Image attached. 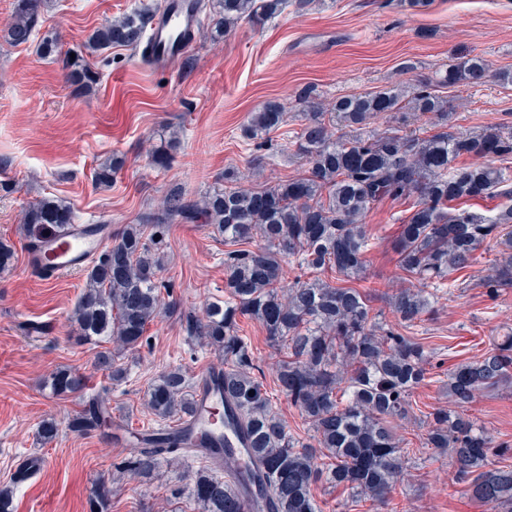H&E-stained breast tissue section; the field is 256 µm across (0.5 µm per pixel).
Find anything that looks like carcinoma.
<instances>
[{
	"label": "carcinoma",
	"mask_w": 512,
	"mask_h": 512,
	"mask_svg": "<svg viewBox=\"0 0 512 512\" xmlns=\"http://www.w3.org/2000/svg\"><path fill=\"white\" fill-rule=\"evenodd\" d=\"M303 10L311 0H222L227 29L246 20L263 25L289 5ZM40 0H19L8 26V40L18 46L31 39L38 23ZM151 19L135 10L94 30L85 48L94 53L112 46H137ZM492 78L512 85L511 71H492L484 57L473 54L446 69L445 85L478 84ZM295 152L306 158L307 174L254 190L235 186L224 170V188L200 204L172 195L163 209L141 224H128L86 269V284L71 322L86 340L113 341L117 350H133L149 323L163 309L157 282L160 258L144 240V225L160 227L203 217L224 235V300L204 313L184 315L188 336L224 353V408L227 418L249 440V457L257 471L247 479L272 507L271 512H319L314 490L323 483L348 489L372 501L387 498L404 469L402 444L391 422L409 418L412 397L428 379L430 354L422 343L399 328L423 321L432 309L433 289L477 262L486 244L498 250L493 274L482 283L487 294L512 288V166L493 168L476 162L494 156L512 160V128L490 126L476 133L446 131L450 102L425 83L415 88L408 106L430 117L442 130L428 137L392 125L378 133L367 126L384 112L402 109L397 92L386 89L344 96L331 106L338 124L334 133L325 113L311 100ZM284 108L273 102L251 114L244 135L255 139L285 123ZM468 156L470 162L459 158ZM484 198L504 200L486 216L463 208ZM410 202V215L397 243L400 268L411 282L388 297L396 324L382 321L372 307L373 293L345 282L363 273L370 234L362 223L371 205L383 200ZM30 239L50 227L67 234L73 228L72 208L44 198L24 214ZM252 249L244 245L253 241ZM298 271L283 286L285 267ZM330 272L333 284L322 278ZM264 328L272 345L287 351L274 382L310 425L314 443L294 437L256 375L260 367L239 319ZM114 381L124 369L112 354L98 356ZM512 384V334L479 359L448 369L450 406L429 413L423 447L448 450L453 459L451 481L464 483L473 501L512 512V446L494 438L465 413L464 405L481 390ZM56 394L84 389L76 374L60 370L51 379ZM148 407L161 418L183 419L192 410L186 377L179 368L151 385ZM104 402H96L72 421V427L100 428L107 423ZM134 447L129 471L151 479L163 457L180 459L181 434L162 429ZM191 496L201 512H244L236 488L206 471L196 473Z\"/></svg>",
	"instance_id": "obj_1"
}]
</instances>
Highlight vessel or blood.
I'll return each mask as SVG.
<instances>
[{
    "label": "vessel or blood",
    "instance_id": "vessel-or-blood-1",
    "mask_svg": "<svg viewBox=\"0 0 512 512\" xmlns=\"http://www.w3.org/2000/svg\"><path fill=\"white\" fill-rule=\"evenodd\" d=\"M199 19V0H166L162 11L153 18L141 50L146 65L163 69L185 55L193 45ZM108 235L107 225L92 230L79 224L66 238L54 233L40 236L37 247L29 251L28 264L45 278L79 269L101 250ZM221 378L222 370L218 367L207 366L199 372L193 412L179 430L193 435L208 431L224 436L233 448L232 454H225L220 448H194L190 454L209 461L224 471L228 479L234 480L248 461V439L242 431L225 426L220 418Z\"/></svg>",
    "mask_w": 512,
    "mask_h": 512
}]
</instances>
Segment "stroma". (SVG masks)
Segmentation results:
<instances>
[{"label": "stroma", "instance_id": "1", "mask_svg": "<svg viewBox=\"0 0 512 512\" xmlns=\"http://www.w3.org/2000/svg\"><path fill=\"white\" fill-rule=\"evenodd\" d=\"M145 3L156 9L161 0H43L30 41L16 46L3 32L17 0H0V241L14 250L11 266L0 270V482L14 486L13 512H91L104 485L112 489L107 512H199L189 487L203 460L160 466L158 478L144 480L127 472L131 451L113 447L111 431L70 423L98 395L132 430L159 427L146 405L155 381L179 368L193 382L204 366L224 363L222 352L199 348L180 320L224 297V239L210 225L164 228L157 254L165 307L147 343L120 354L126 375L115 382L95 365L109 343L82 342L70 322L85 270L46 280L27 266L21 224L32 203L63 200L75 223L108 224L117 234L161 211L171 193L201 201L223 186L228 168L254 189L303 175L308 164L294 143L305 124L298 102L305 89L326 107L345 95L416 87L471 52L491 69L512 68V0H431L421 9L400 0H313L263 26L243 21L223 34L216 31L218 0H206L193 51L169 69L150 70L136 47L86 52L93 30ZM47 39L58 48L44 56L39 45ZM441 94L453 100L449 131L512 125V86L458 84ZM268 101L285 106L287 122L244 138L251 113ZM169 138L167 165L154 166L152 152ZM115 157L122 167L100 185L98 172ZM408 214L406 204L387 200L364 217L372 248L355 285L376 290L374 307L382 312L388 295L407 285L395 239ZM496 258V249L481 251L454 293L438 292L431 314L410 330L431 354V380L398 429L408 448L401 480L383 502L318 486L321 512H487L452 484L449 453L423 447L422 435L426 414L448 405L449 367L480 357L495 337L512 332V288L491 298L482 286ZM240 329L289 431L310 441L308 422L274 383L279 351L258 323L244 319ZM62 368L84 375L87 392L53 394L46 381ZM469 412L496 441L512 444V387L480 391ZM46 420L59 427L48 443L38 435ZM42 459L46 468L19 481L22 463Z\"/></svg>", "mask_w": 512, "mask_h": 512}]
</instances>
